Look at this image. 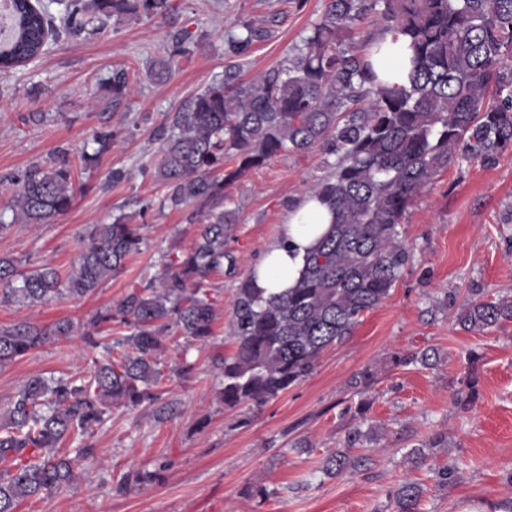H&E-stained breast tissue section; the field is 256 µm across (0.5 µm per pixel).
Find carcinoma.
Returning a JSON list of instances; mask_svg holds the SVG:
<instances>
[{
	"label": "carcinoma",
	"instance_id": "carcinoma-1",
	"mask_svg": "<svg viewBox=\"0 0 512 512\" xmlns=\"http://www.w3.org/2000/svg\"><path fill=\"white\" fill-rule=\"evenodd\" d=\"M61 16L28 0H11L15 17L0 45V70L17 67L45 53L50 36L95 34L111 17L165 16L168 0H55ZM374 28L354 40L367 17ZM271 30L253 21L227 38L228 51L246 54ZM388 35L403 36L412 50L406 85L377 79L368 52ZM191 36L180 34L155 76L162 80L175 57L190 52ZM112 106L132 95L128 73L110 79ZM157 176L166 185L165 202L179 208L211 203L207 222L178 261L156 280L133 288L115 306L96 314L82 332L89 370L82 375L33 376L17 391L0 421V512H18L28 499H45L70 485L79 463L92 455L80 448L69 457L59 448L102 425L112 406L151 408L159 400L163 339L176 330L207 343L214 335L215 307L205 282L224 269V236L237 222L223 206L224 187L260 168L282 152H306L322 144L337 157L330 175L312 188L336 213V223L313 248L296 286L266 300L252 280L238 289L233 304L230 354H217L213 367L221 380L224 406L261 407L315 370L321 354L343 343L389 295L410 260L401 224L414 200L438 175L461 159L493 161L512 150V0H325L319 23L293 49L286 63L256 81L229 69L224 78L190 97L160 129ZM97 145L83 153L85 166L112 146V131L94 133ZM237 166L214 172L224 157ZM74 200L66 162L29 169L14 194L12 222L49 224ZM140 225L119 215L95 224L83 238L78 268L61 276L50 264L28 272L0 257V305L46 304L91 295L141 244ZM452 319L461 329L485 332L512 321V301L469 299ZM124 333L112 337V322ZM76 329L60 319L50 325L19 322L0 326V369L59 340ZM375 374L352 377L364 395ZM479 374L470 367L456 403L466 408L479 397ZM370 401L360 400L345 447L372 443L362 430ZM365 458L330 453L323 470L340 476ZM163 479L159 470L129 471L117 490L141 488ZM422 490L403 482L393 512H419Z\"/></svg>",
	"mask_w": 512,
	"mask_h": 512
}]
</instances>
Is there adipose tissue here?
Segmentation results:
<instances>
[{
  "label": "adipose tissue",
  "instance_id": "ef3b65f1",
  "mask_svg": "<svg viewBox=\"0 0 512 512\" xmlns=\"http://www.w3.org/2000/svg\"><path fill=\"white\" fill-rule=\"evenodd\" d=\"M381 46V53L372 58L379 78L391 85L407 84L409 51L406 41L388 37L382 40ZM333 221L330 209L313 195H305L290 206L278 242L269 246L254 269L255 285L263 297L280 295L297 284L308 251Z\"/></svg>",
  "mask_w": 512,
  "mask_h": 512
}]
</instances>
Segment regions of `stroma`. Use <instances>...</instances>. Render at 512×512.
<instances>
[{
  "label": "stroma",
  "instance_id": "1",
  "mask_svg": "<svg viewBox=\"0 0 512 512\" xmlns=\"http://www.w3.org/2000/svg\"><path fill=\"white\" fill-rule=\"evenodd\" d=\"M163 19L111 18L104 33L64 36L40 59L0 73V219L24 174L65 151L74 168V202L53 224H15L0 233V257L24 267L48 263L61 273L77 267L82 236L118 215L141 225L143 243L95 294L47 304L0 307V325H49L67 318L86 326L129 289L158 278L181 257L209 211L199 202L173 209L158 179L157 128L225 69L250 80L278 67L322 17L324 0H171ZM266 22L271 38L242 56L225 51L238 24ZM194 43L177 57L170 78L153 73L167 58L174 34ZM127 70L130 101L112 108L109 78ZM112 130L111 149L89 168L98 129ZM336 161L322 147L284 152L226 188L225 205L238 221L224 238L234 267L205 284L217 310L214 336L201 344L179 335L166 342L159 390L167 405L152 410L113 408L83 443L94 456L81 476L52 497L23 502L18 512H392L403 480L421 483V512H512V322L485 333L462 330L452 306L481 295L512 297V151L496 160L462 159L440 174L409 208L402 223L410 261L390 296L367 312L344 343L327 349L315 371L262 409L228 408L218 399L215 354L233 350L232 303L266 247L275 241L288 209L326 178ZM435 354L426 367L413 355ZM80 336L49 344L0 369V413L21 383L35 375L81 373ZM477 353L480 398L471 409L454 403ZM401 364H394V357ZM190 364L188 377L173 366ZM371 369L376 382L364 424L377 437L360 470L335 478L322 472L325 457L343 449L351 409L359 397L353 375ZM439 446H432V439ZM308 449L293 451L292 442ZM424 448L427 465L407 455ZM452 466L458 478L438 484L433 469ZM163 468L164 481L117 491L123 474ZM277 489L257 504L247 487Z\"/></svg>",
  "mask_w": 512,
  "mask_h": 512
}]
</instances>
